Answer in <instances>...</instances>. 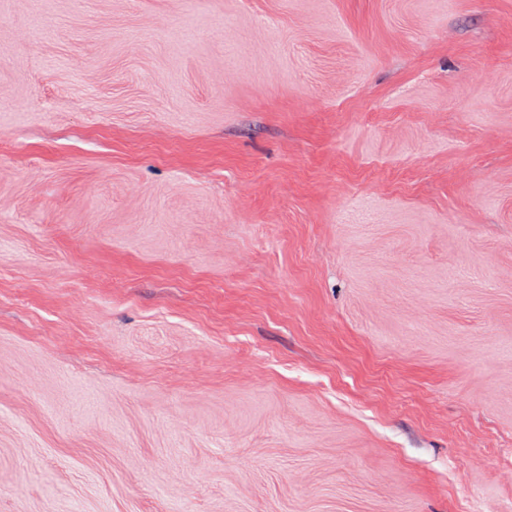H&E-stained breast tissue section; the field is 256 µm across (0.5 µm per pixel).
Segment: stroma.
I'll use <instances>...</instances> for the list:
<instances>
[{
    "label": "stroma",
    "mask_w": 512,
    "mask_h": 512,
    "mask_svg": "<svg viewBox=\"0 0 512 512\" xmlns=\"http://www.w3.org/2000/svg\"><path fill=\"white\" fill-rule=\"evenodd\" d=\"M0 512H512V0H0Z\"/></svg>",
    "instance_id": "1"
}]
</instances>
